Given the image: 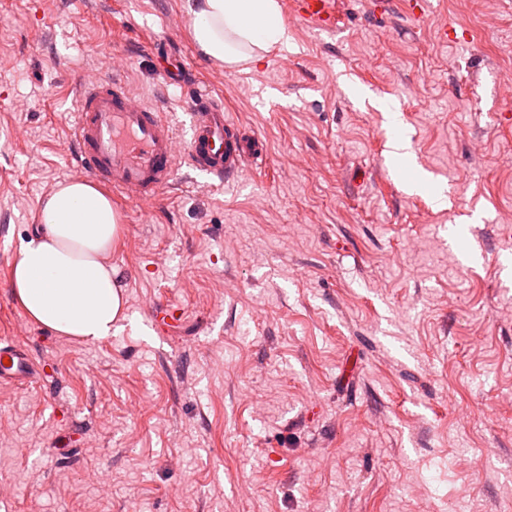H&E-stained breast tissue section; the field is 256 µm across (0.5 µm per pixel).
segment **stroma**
Segmentation results:
<instances>
[{
  "label": "stroma",
  "mask_w": 512,
  "mask_h": 512,
  "mask_svg": "<svg viewBox=\"0 0 512 512\" xmlns=\"http://www.w3.org/2000/svg\"><path fill=\"white\" fill-rule=\"evenodd\" d=\"M410 2L342 0L333 36L283 8L291 47L228 68L186 0H0V336L43 366L0 384V512H512V0ZM114 74L178 124L206 91L266 150L113 200L128 319L86 343L10 278L82 176L80 81Z\"/></svg>",
  "instance_id": "1"
}]
</instances>
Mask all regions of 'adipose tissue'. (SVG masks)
<instances>
[{"instance_id": "obj_1", "label": "adipose tissue", "mask_w": 512, "mask_h": 512, "mask_svg": "<svg viewBox=\"0 0 512 512\" xmlns=\"http://www.w3.org/2000/svg\"><path fill=\"white\" fill-rule=\"evenodd\" d=\"M192 38L204 58L227 65L292 41L277 0H187ZM120 233L111 200L90 182L57 183L23 241L11 286L26 314L58 336L94 342L127 318L109 257Z\"/></svg>"}]
</instances>
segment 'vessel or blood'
Wrapping results in <instances>:
<instances>
[{"label":"vessel or blood","mask_w":512,"mask_h":512,"mask_svg":"<svg viewBox=\"0 0 512 512\" xmlns=\"http://www.w3.org/2000/svg\"><path fill=\"white\" fill-rule=\"evenodd\" d=\"M305 25L335 30L336 0H293ZM185 135L171 119L136 97L118 77L84 82L73 114L72 137L82 171L127 202L154 203L171 185L181 162L206 178L235 179L261 146L244 127L224 116L210 96L192 98ZM39 368L16 341L0 338V382L37 380Z\"/></svg>","instance_id":"vessel-or-blood-1"}]
</instances>
